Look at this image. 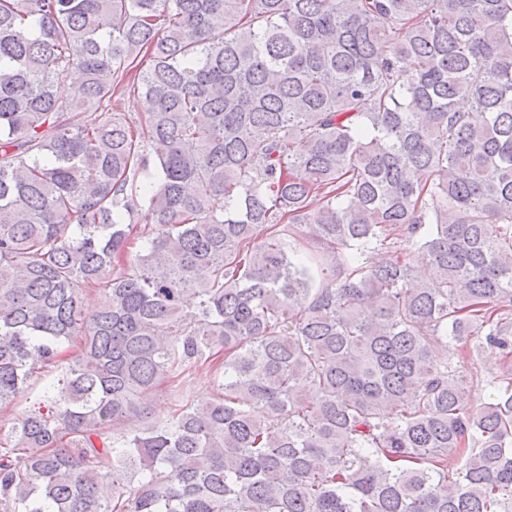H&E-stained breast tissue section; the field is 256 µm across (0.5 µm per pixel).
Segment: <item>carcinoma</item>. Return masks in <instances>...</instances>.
Listing matches in <instances>:
<instances>
[{
  "mask_svg": "<svg viewBox=\"0 0 512 512\" xmlns=\"http://www.w3.org/2000/svg\"><path fill=\"white\" fill-rule=\"evenodd\" d=\"M53 371L0 512H512V0H0V410ZM144 101H146L144 97L137 95V93H127L120 101L118 112L124 113L130 123L138 124L143 113L148 112L149 109L143 108L142 103ZM503 369V362L499 360H488L482 367L478 368L479 376L481 377L480 382L474 381L472 393L476 398L487 400L492 396L493 389L486 385V379H489L492 375L499 373Z\"/></svg>",
  "mask_w": 512,
  "mask_h": 512,
  "instance_id": "1",
  "label": "carcinoma"
}]
</instances>
